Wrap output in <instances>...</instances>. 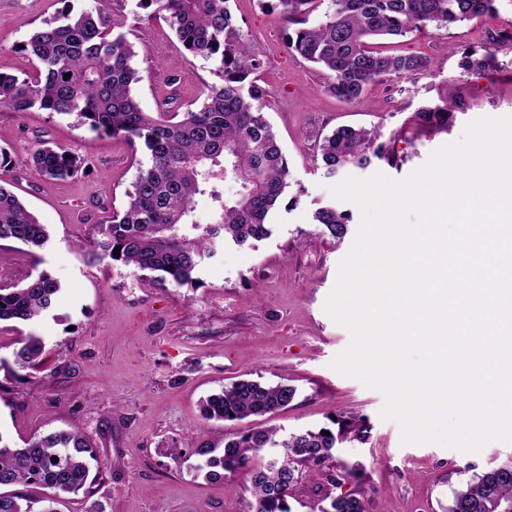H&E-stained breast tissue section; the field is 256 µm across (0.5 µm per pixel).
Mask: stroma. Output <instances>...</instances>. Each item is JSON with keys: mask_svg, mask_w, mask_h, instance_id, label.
Wrapping results in <instances>:
<instances>
[{"mask_svg": "<svg viewBox=\"0 0 512 512\" xmlns=\"http://www.w3.org/2000/svg\"><path fill=\"white\" fill-rule=\"evenodd\" d=\"M69 5L126 16L136 35L134 65L144 76L134 89L143 111L196 107L215 82L212 64L188 55L165 19L137 20V0H0V72L30 71L18 45ZM230 5L264 62L259 79L271 93L264 115L288 160L289 186L270 237L251 247L225 246L199 269L194 285L163 286L149 272L109 266L95 255L103 221L123 208L139 166L148 162L141 143L96 134L73 115L16 114L0 106V146L23 157L47 140L88 164L85 175L67 181L0 169V180L49 232L35 252L0 241V287L23 285L39 270L62 283L54 316L0 322V434L17 446L61 429L92 441L96 481L89 492L60 495L56 512H86L94 501L103 512H248V474L206 482L195 471V446L223 447L254 426L288 434L355 423L368 433L365 441L339 443L333 464L342 483L333 485L324 470L307 471L292 491L293 512H313L315 495L350 492L363 495L367 512H442L454 488L512 460V444L492 441L464 452L403 443L400 424L381 416L384 394L332 368L351 333L325 304L362 215L330 188L349 176L405 179L436 150L459 141L470 122L512 116V44L494 39L512 31V0H500L495 16L397 43L396 51L430 58L431 68L411 80L381 79L358 107L325 92L326 74L289 52L278 13L258 0ZM470 49L493 54L495 68L462 76L459 62ZM450 80L467 110L456 113L448 129H421L417 110L437 101ZM342 126L380 133L393 161L326 176L318 146ZM327 205L352 216L343 238L322 233L313 220ZM30 336L41 338L44 351L36 365L21 369L13 352ZM241 378L285 383L296 396L265 418L204 419L202 399Z\"/></svg>", "mask_w": 512, "mask_h": 512, "instance_id": "1", "label": "stroma"}]
</instances>
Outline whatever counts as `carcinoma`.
I'll return each mask as SVG.
<instances>
[{
	"label": "carcinoma",
	"instance_id": "carcinoma-1",
	"mask_svg": "<svg viewBox=\"0 0 512 512\" xmlns=\"http://www.w3.org/2000/svg\"><path fill=\"white\" fill-rule=\"evenodd\" d=\"M324 2L327 7L318 20L310 21ZM497 2L275 0L288 24V49L323 69L325 91L352 105L362 103L367 88L383 77L410 79L430 67L429 58L382 51L377 40L490 17ZM139 8L150 17L164 15L189 54L213 63L219 82L206 86L201 106L170 120L141 109L134 87L142 75L133 66L131 30L124 16L105 8L69 9L29 32L21 52L31 58L32 71L22 77L0 72V106L18 114L38 108L74 115L99 134L141 142L150 163L139 169L123 211L112 213L102 227L96 256L152 272L162 284L184 286L195 282L202 263L225 245L250 246L271 234L270 214L288 187V162L264 116L270 93L254 78L263 60L253 53L230 0H139ZM490 61V56L469 50L460 68L477 74ZM466 109L451 80L440 102L419 108L417 118L423 127L445 129L455 113ZM319 151L329 177L347 166L364 169L376 159L393 160L390 145L363 128L336 129ZM18 165L45 180H66L87 171L83 158L51 142L22 161L1 146L0 169ZM218 177L239 185L236 197L222 199L209 189ZM206 193L219 202V210L213 223L197 224L191 220L195 199ZM313 220L340 239L350 215L325 206ZM48 239L47 227L0 184V240L40 249ZM61 290L60 280L46 270L29 276L20 288H0V321H38L52 311ZM42 350L41 339L30 336L14 352L15 363L32 366ZM295 395L287 384L241 379L203 400L201 413L221 422L266 417L287 408ZM338 441L336 433L326 435L320 428L282 437L275 428H251L224 442L221 451L205 444L195 454L201 457L198 471L208 480L240 470L249 475L250 512H291L288 498L302 470L329 466ZM265 448L278 452L264 463ZM89 457L93 446L78 432H50L23 447L9 444L0 433V512H54L53 497L43 498L35 511L12 488L33 484L54 494L76 493L93 484ZM318 512L366 510L359 496L348 493ZM445 512H512V460L454 490Z\"/></svg>",
	"mask_w": 512,
	"mask_h": 512
}]
</instances>
